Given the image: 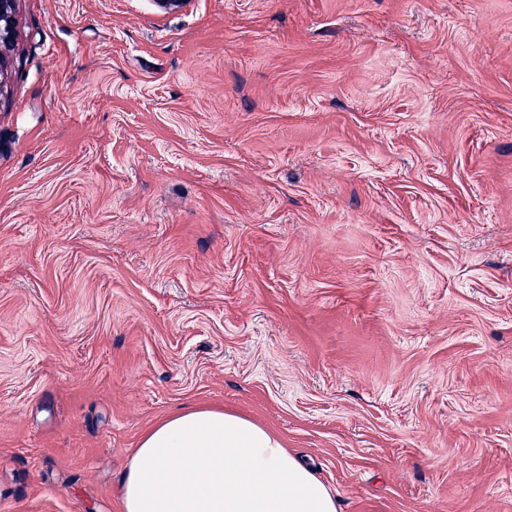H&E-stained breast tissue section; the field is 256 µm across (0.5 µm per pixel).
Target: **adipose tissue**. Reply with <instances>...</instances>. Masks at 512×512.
I'll list each match as a JSON object with an SVG mask.
<instances>
[{"instance_id":"ef3b65f1","label":"adipose tissue","mask_w":512,"mask_h":512,"mask_svg":"<svg viewBox=\"0 0 512 512\" xmlns=\"http://www.w3.org/2000/svg\"><path fill=\"white\" fill-rule=\"evenodd\" d=\"M119 498L122 512H338L333 491L277 436L206 407L143 434Z\"/></svg>"}]
</instances>
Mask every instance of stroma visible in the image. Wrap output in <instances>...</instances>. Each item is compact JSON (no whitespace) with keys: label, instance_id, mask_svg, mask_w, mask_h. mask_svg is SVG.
Instances as JSON below:
<instances>
[{"label":"stroma","instance_id":"stroma-1","mask_svg":"<svg viewBox=\"0 0 512 512\" xmlns=\"http://www.w3.org/2000/svg\"><path fill=\"white\" fill-rule=\"evenodd\" d=\"M0 512H121L223 408L339 512H512V0H17Z\"/></svg>","mask_w":512,"mask_h":512}]
</instances>
